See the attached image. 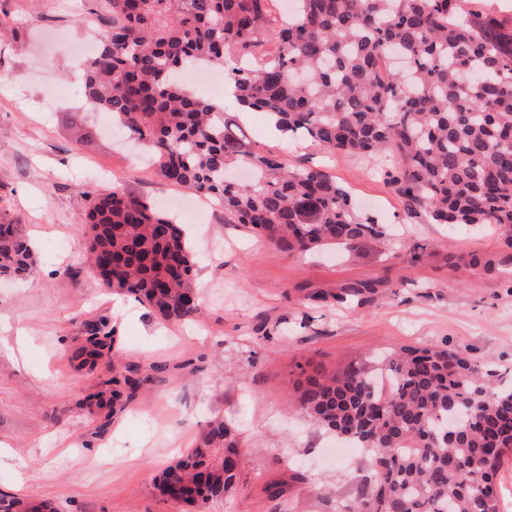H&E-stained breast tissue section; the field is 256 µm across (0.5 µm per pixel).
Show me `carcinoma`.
I'll return each mask as SVG.
<instances>
[{"instance_id":"1","label":"carcinoma","mask_w":512,"mask_h":512,"mask_svg":"<svg viewBox=\"0 0 512 512\" xmlns=\"http://www.w3.org/2000/svg\"><path fill=\"white\" fill-rule=\"evenodd\" d=\"M108 0V35L86 62L84 95L152 153L164 182L224 202V212L279 252L355 248L383 236L349 190L318 167L292 168L255 148L224 107L178 80L205 65L224 70L237 107L265 113L280 130L331 153L385 155L384 176L409 218L494 226V257L453 255L448 269L512 282V25L463 0ZM251 170L236 183L227 171ZM80 232L88 259L113 291L161 319L195 320L196 263L183 227L118 181L84 193ZM36 258L14 220L0 222V275L23 276ZM384 280L343 286L365 305ZM108 334L94 329L76 354L95 366ZM371 371L301 372L300 410L369 450L372 479L341 512H500L493 479L512 450V386L457 350L408 347ZM146 382L128 364L112 377V403ZM239 434L210 422L163 472L159 494L201 508L240 480L226 455Z\"/></svg>"}]
</instances>
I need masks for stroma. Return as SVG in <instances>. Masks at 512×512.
Segmentation results:
<instances>
[{
    "label": "stroma",
    "instance_id": "obj_1",
    "mask_svg": "<svg viewBox=\"0 0 512 512\" xmlns=\"http://www.w3.org/2000/svg\"><path fill=\"white\" fill-rule=\"evenodd\" d=\"M105 0H0V216L18 220L40 256L26 280H0V502L48 500L58 512H189L159 496L161 472L221 418L240 433L242 479L207 512H339L368 468L323 455L329 438L290 401L301 367L342 372L404 346L465 351L512 378V289L497 275L465 286L452 254L492 255L487 228L407 217L378 157L295 147L264 113L226 103L243 136L293 166H321L385 227L354 249L277 252L223 207L190 209L191 194L162 182L149 162L83 95L79 43L102 29ZM58 99L45 108L41 87ZM87 143L79 137L86 130ZM121 180L175 211L197 251L202 313L165 322L145 305L117 308L85 264L79 222L87 189ZM422 262H412L414 250ZM386 279L369 306H337L338 286ZM323 293L322 303L311 293ZM104 322V363L72 358L89 324ZM139 365L146 382L104 415L99 393L113 369ZM277 487L278 496L267 492Z\"/></svg>",
    "mask_w": 512,
    "mask_h": 512
}]
</instances>
